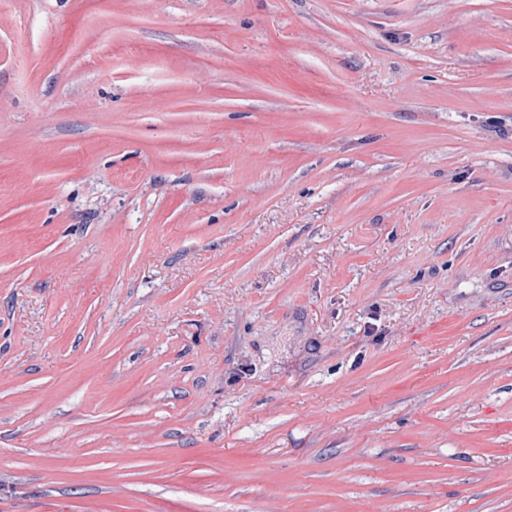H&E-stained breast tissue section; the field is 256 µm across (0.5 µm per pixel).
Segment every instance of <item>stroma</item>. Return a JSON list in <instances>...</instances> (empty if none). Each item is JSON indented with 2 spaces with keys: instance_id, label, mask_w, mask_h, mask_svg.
<instances>
[{
  "instance_id": "1",
  "label": "stroma",
  "mask_w": 512,
  "mask_h": 512,
  "mask_svg": "<svg viewBox=\"0 0 512 512\" xmlns=\"http://www.w3.org/2000/svg\"><path fill=\"white\" fill-rule=\"evenodd\" d=\"M0 512H512V0H0Z\"/></svg>"
}]
</instances>
